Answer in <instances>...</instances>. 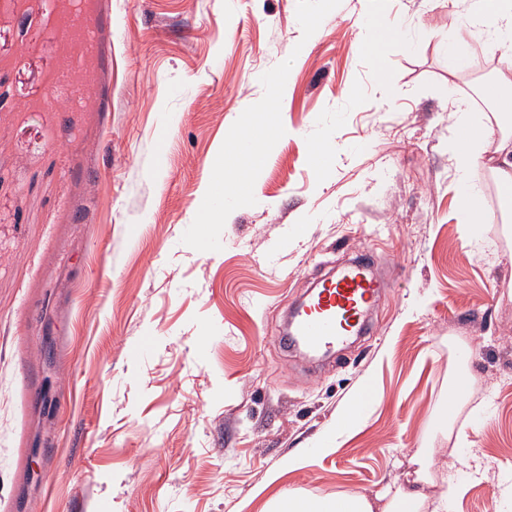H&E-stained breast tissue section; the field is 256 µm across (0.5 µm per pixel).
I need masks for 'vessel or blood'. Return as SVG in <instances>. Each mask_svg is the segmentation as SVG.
I'll use <instances>...</instances> for the list:
<instances>
[{
	"instance_id": "b4317fda",
	"label": "vessel or blood",
	"mask_w": 512,
	"mask_h": 512,
	"mask_svg": "<svg viewBox=\"0 0 512 512\" xmlns=\"http://www.w3.org/2000/svg\"><path fill=\"white\" fill-rule=\"evenodd\" d=\"M86 54L98 48L96 21L85 12L70 20ZM386 283L373 264L353 257L319 278L310 294L290 313L278 338L285 348L308 356L332 354L354 336L365 333L374 305Z\"/></svg>"
}]
</instances>
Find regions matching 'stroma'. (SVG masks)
Wrapping results in <instances>:
<instances>
[{
  "label": "stroma",
  "mask_w": 512,
  "mask_h": 512,
  "mask_svg": "<svg viewBox=\"0 0 512 512\" xmlns=\"http://www.w3.org/2000/svg\"><path fill=\"white\" fill-rule=\"evenodd\" d=\"M471 5L87 0L99 49L75 111L56 92L68 0L0 9V512H268L291 490L406 482L420 448L462 481L455 512H498L512 210L448 144L460 115L489 124L470 94L499 85L512 48L476 27L449 66ZM267 100L252 179L235 121ZM465 182L484 223L464 217ZM206 199L224 223H200ZM361 252L389 279L371 332L312 370L278 345L282 314ZM462 371L472 399L441 423ZM363 382L362 424L335 435Z\"/></svg>",
  "instance_id": "35a3bbf8"
}]
</instances>
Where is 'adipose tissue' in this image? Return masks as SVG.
<instances>
[{
    "mask_svg": "<svg viewBox=\"0 0 512 512\" xmlns=\"http://www.w3.org/2000/svg\"><path fill=\"white\" fill-rule=\"evenodd\" d=\"M436 452L420 448L407 464L413 477L367 495L343 492L326 496L315 490L292 491L280 498L273 512H453L461 489L453 478L435 471Z\"/></svg>",
    "mask_w": 512,
    "mask_h": 512,
    "instance_id": "adipose-tissue-1",
    "label": "adipose tissue"
}]
</instances>
